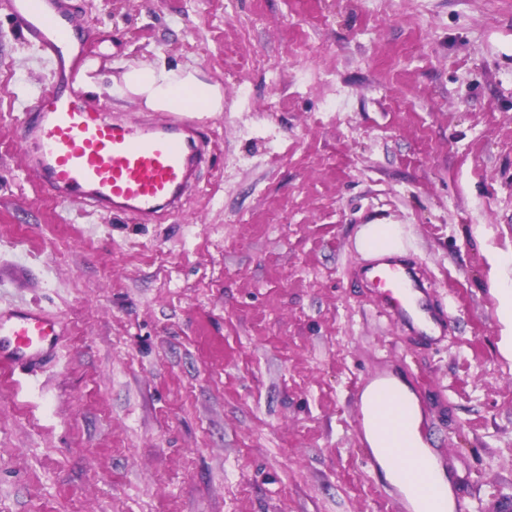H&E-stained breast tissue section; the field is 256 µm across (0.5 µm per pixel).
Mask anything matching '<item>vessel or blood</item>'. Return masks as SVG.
I'll use <instances>...</instances> for the list:
<instances>
[{"label":"vessel or blood","instance_id":"obj_1","mask_svg":"<svg viewBox=\"0 0 512 512\" xmlns=\"http://www.w3.org/2000/svg\"><path fill=\"white\" fill-rule=\"evenodd\" d=\"M9 4L24 22L26 40L52 70L51 82L35 98L33 116L21 131L33 148L41 186L62 201L131 214L145 224L177 206L208 151L195 121L171 116L142 124L88 100L79 75L91 63L76 45L78 28L65 0ZM364 275L382 289V313L423 336L443 329L444 317L433 309L429 288L408 260L373 262ZM61 334L59 318L42 309L21 305L0 311V362L40 364L54 352Z\"/></svg>","mask_w":512,"mask_h":512}]
</instances>
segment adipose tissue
<instances>
[{
	"mask_svg": "<svg viewBox=\"0 0 512 512\" xmlns=\"http://www.w3.org/2000/svg\"><path fill=\"white\" fill-rule=\"evenodd\" d=\"M118 95L133 94L140 97L146 106L167 112L203 110L218 112L222 109L223 94L219 87L202 83L189 68H170L164 65L141 67L129 66L123 76ZM376 383H369L360 394L363 412L364 438L373 450L386 447L384 432L387 426L398 429V444L403 448L416 449L425 459L433 453L420 434L423 415L420 406L407 387L399 392L409 408L399 407L378 400Z\"/></svg>",
	"mask_w": 512,
	"mask_h": 512,
	"instance_id": "ef3b65f1",
	"label": "adipose tissue"
}]
</instances>
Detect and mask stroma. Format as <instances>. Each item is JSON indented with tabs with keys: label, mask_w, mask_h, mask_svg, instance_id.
Instances as JSON below:
<instances>
[{
	"label": "stroma",
	"mask_w": 512,
	"mask_h": 512,
	"mask_svg": "<svg viewBox=\"0 0 512 512\" xmlns=\"http://www.w3.org/2000/svg\"><path fill=\"white\" fill-rule=\"evenodd\" d=\"M89 98L166 62L219 86L216 148L151 224L74 209L19 136L49 68L0 0V306L58 314L56 359L0 369V512H403L365 465L384 373L474 512H512V0H68ZM280 111H268L275 99ZM395 224L449 320L381 315L358 241Z\"/></svg>",
	"instance_id": "stroma-1"
}]
</instances>
